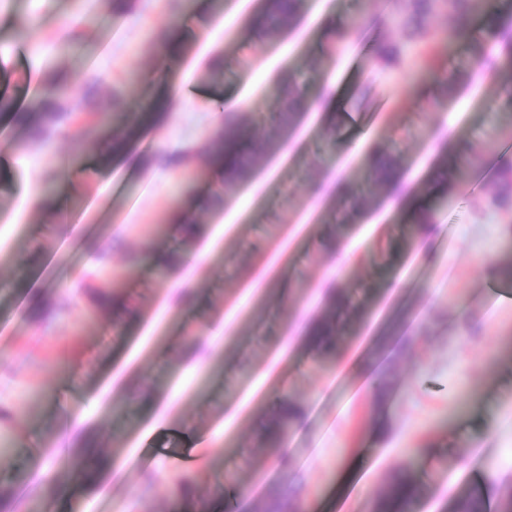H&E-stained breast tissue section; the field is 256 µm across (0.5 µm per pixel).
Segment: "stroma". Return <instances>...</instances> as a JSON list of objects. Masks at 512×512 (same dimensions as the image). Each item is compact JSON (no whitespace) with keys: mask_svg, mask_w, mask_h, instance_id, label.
I'll list each match as a JSON object with an SVG mask.
<instances>
[{"mask_svg":"<svg viewBox=\"0 0 512 512\" xmlns=\"http://www.w3.org/2000/svg\"><path fill=\"white\" fill-rule=\"evenodd\" d=\"M216 1L179 0L173 12L169 0H129L117 17L112 0H97L88 18L82 0H0V95L15 107H29L50 79L38 65L45 56L75 76L68 103L81 113L105 109L114 92L126 113L181 90L146 126L133 171L118 158L101 164L106 143L78 126L43 146L0 114V253L12 255L0 263V408L14 415L0 488L50 483L46 512H180L173 482L187 476L193 499L220 507L252 488L235 512H264L286 483L313 512H373L411 455L412 512H444L467 489L495 502L512 486V360L501 357L512 343V278L491 267L512 264V238L485 207L502 160H512L500 148L512 134V70L484 67L444 96L469 61L467 40L440 47L435 71L420 72L410 48L392 75L375 72L377 42L401 38L380 18L404 13L406 0H307L271 43L249 25L261 0H220V13ZM23 19L29 34L19 39L11 23ZM74 30L83 51L63 54ZM216 55L218 83L208 78ZM288 74L305 90L332 87L335 110H307L287 159L257 154L246 178L222 184L207 153L224 119L212 100L245 98L238 119L261 139L276 107L270 90ZM376 143L399 160L407 201L369 183ZM162 152L184 153L178 172L159 164ZM50 182L66 186L64 205L44 196ZM451 193L455 203L441 205ZM203 195L211 205L196 207ZM424 211L426 236L416 224ZM178 212L197 226L193 238ZM149 244L177 257L167 277L129 262ZM207 249L208 260L180 264ZM102 252L107 274L84 278ZM116 284L132 316L91 305L89 288ZM332 288L346 308L330 305ZM320 321L336 332L326 369L306 341L284 339L286 326ZM356 353L376 366L375 382L341 371ZM283 400L299 411L284 471L263 438ZM62 415L110 458L94 489L58 464L73 451L55 429ZM356 455L360 467L345 474Z\"/></svg>","mask_w":512,"mask_h":512,"instance_id":"35a3bbf8","label":"stroma"}]
</instances>
